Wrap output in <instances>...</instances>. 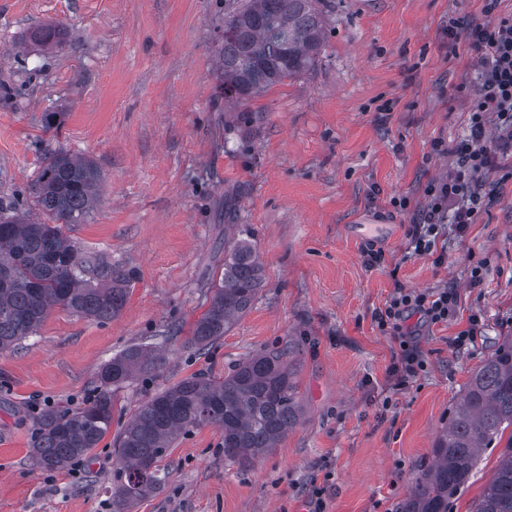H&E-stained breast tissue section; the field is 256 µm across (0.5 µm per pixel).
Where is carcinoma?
<instances>
[{"mask_svg":"<svg viewBox=\"0 0 512 512\" xmlns=\"http://www.w3.org/2000/svg\"><path fill=\"white\" fill-rule=\"evenodd\" d=\"M325 37L321 0H224V35L218 48L216 88L224 103L245 105L268 88L309 68ZM61 30L33 34L44 49ZM95 163L52 152L28 196L0 200V351L36 333L48 309L110 320L122 309L128 277L102 254L83 252L67 234L99 201ZM46 216L30 219L26 202ZM264 267L248 237L224 239V276L213 282L208 309L195 322L190 344L199 353L246 313L263 286ZM291 351L249 355L224 377L195 373L141 402L117 433L112 504L126 512L168 478L160 462L183 434L218 427L224 457L248 466L276 447L298 421ZM148 345L131 346L99 369L96 394L78 406L42 414L32 434V455L45 470H62L88 455L112 429V398L136 376L154 370ZM503 445L494 475L472 512H512V337L503 340L472 374L448 426L439 433L434 463L405 497L400 512H449L448 503L473 474L481 453Z\"/></svg>","mask_w":512,"mask_h":512,"instance_id":"obj_1","label":"carcinoma"}]
</instances>
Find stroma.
I'll list each match as a JSON object with an SVG mask.
<instances>
[{"instance_id": "stroma-1", "label": "stroma", "mask_w": 512, "mask_h": 512, "mask_svg": "<svg viewBox=\"0 0 512 512\" xmlns=\"http://www.w3.org/2000/svg\"><path fill=\"white\" fill-rule=\"evenodd\" d=\"M484 0H325L323 50L309 69L248 102L235 120L216 92L222 0H0V198L25 189L48 151L95 162L100 201L69 234L129 276L119 314L99 321L60 307L36 335L0 353V512H112L111 438L63 471L34 466V422L79 405L100 366L142 342L155 370L119 391L112 428L135 405L194 373L223 376L249 354L293 350L302 416L247 468L224 456L219 429L181 436L161 462L164 486L128 512H308L313 477L325 512H399L471 374L512 336V177L447 258L406 252L431 180L467 126L473 89L465 39ZM57 24V46L31 36ZM60 112V130L42 115ZM409 202L392 208L391 198ZM241 224L264 265L258 299L199 355L188 343L224 270V227ZM385 252L364 261L368 242ZM482 279L471 286L470 273ZM457 288L459 313L423 327L427 369L374 396L396 342L375 321L395 284ZM481 319L474 345L452 337ZM176 335H169L170 327Z\"/></svg>"}]
</instances>
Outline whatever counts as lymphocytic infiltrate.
Here are the masks:
<instances>
[{"label": "lymphocytic infiltrate", "mask_w": 512, "mask_h": 512, "mask_svg": "<svg viewBox=\"0 0 512 512\" xmlns=\"http://www.w3.org/2000/svg\"><path fill=\"white\" fill-rule=\"evenodd\" d=\"M498 4L499 0H485V11L493 15V22L471 25L461 32L453 27L448 30L449 38L465 37L478 83L467 104V136L450 147L439 140L431 144L435 153H451L454 163L446 178L427 185L428 204L408 231L409 248L433 257L438 265L445 260L438 252L439 238L449 232L465 235L493 200L486 189L487 178L506 169V159L512 154V14L497 15ZM458 308L456 289L415 291L395 285L375 316L380 331L398 344L386 385L375 397L382 408H390L393 394L427 368L420 332L408 327V320L416 315L426 326L445 323L456 317Z\"/></svg>", "instance_id": "obj_1"}]
</instances>
